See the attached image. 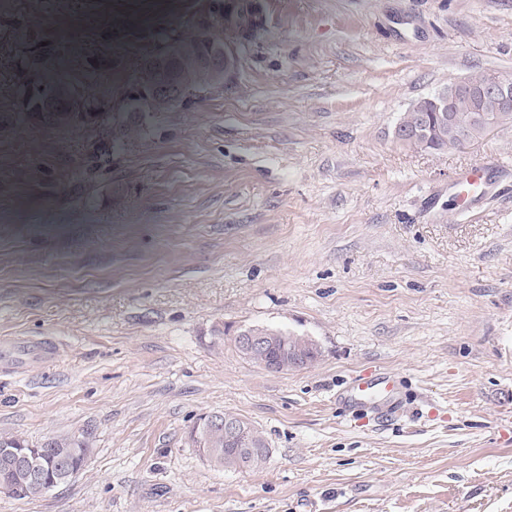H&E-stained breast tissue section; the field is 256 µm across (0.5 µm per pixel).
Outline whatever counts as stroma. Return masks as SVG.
Returning <instances> with one entry per match:
<instances>
[{
  "instance_id": "stroma-1",
  "label": "stroma",
  "mask_w": 512,
  "mask_h": 512,
  "mask_svg": "<svg viewBox=\"0 0 512 512\" xmlns=\"http://www.w3.org/2000/svg\"><path fill=\"white\" fill-rule=\"evenodd\" d=\"M73 4L53 65L82 98L0 71V433H92L84 470L0 512H512V126L460 149L397 141L414 101L512 74V0H260L234 78L141 116L130 103L204 0ZM31 0L0 46L49 36ZM490 163L484 185H453ZM249 327L314 337L266 371ZM392 376L365 420L354 377ZM250 422L257 468L205 461L196 419ZM237 348L245 357L259 363L265 370L280 373L288 370L302 369L318 361L322 351L320 344L311 336H273L264 328H247L234 338ZM263 353L257 359L256 354Z\"/></svg>"
}]
</instances>
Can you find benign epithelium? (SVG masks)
<instances>
[{
    "label": "benign epithelium",
    "instance_id": "1",
    "mask_svg": "<svg viewBox=\"0 0 512 512\" xmlns=\"http://www.w3.org/2000/svg\"><path fill=\"white\" fill-rule=\"evenodd\" d=\"M212 7L206 15L199 35L191 43L177 45L165 55L154 69L150 83L145 87L148 107L160 101L181 103L187 97L198 94L204 86L216 88L228 81L236 68V57L229 43H245L251 35L263 28L262 14L256 0H211ZM215 30L224 33V45L216 50L210 36ZM461 96L477 99L492 97L503 112H512V80L493 77L490 83L476 88L463 78L432 97L423 98L415 107L417 112H448V122H454L451 113ZM235 344L245 357L259 363L265 370L280 373L302 369L318 361L322 351L320 344L310 336H274L264 328H247L235 336ZM263 353L267 359L257 358ZM224 428V447L212 448L206 443L210 431ZM199 455L209 462L222 460L242 463V456L255 455L265 447L266 441L248 421L219 412L201 415L190 432ZM45 448H14L6 438L0 439V462L6 470L24 471L28 481L46 492L81 473L87 462L84 448L73 449V458L61 467L62 478L48 481L44 478Z\"/></svg>",
    "mask_w": 512,
    "mask_h": 512
}]
</instances>
